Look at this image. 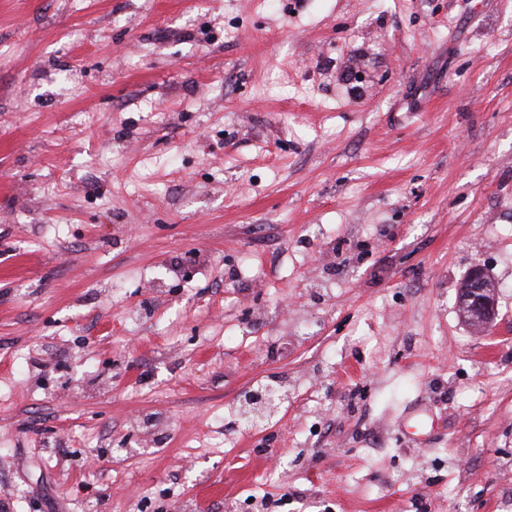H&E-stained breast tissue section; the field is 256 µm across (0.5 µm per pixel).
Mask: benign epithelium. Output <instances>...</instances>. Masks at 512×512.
<instances>
[{"mask_svg": "<svg viewBox=\"0 0 512 512\" xmlns=\"http://www.w3.org/2000/svg\"><path fill=\"white\" fill-rule=\"evenodd\" d=\"M465 283L457 303L459 317L474 330H491L497 315V292L485 266L473 264L466 272ZM241 401L242 422L248 427L272 422L282 409V398L271 384L244 391Z\"/></svg>", "mask_w": 512, "mask_h": 512, "instance_id": "obj_1", "label": "benign epithelium"}]
</instances>
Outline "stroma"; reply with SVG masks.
I'll list each match as a JSON object with an SVG mask.
<instances>
[{"label": "stroma", "instance_id": "35a3bbf8", "mask_svg": "<svg viewBox=\"0 0 512 512\" xmlns=\"http://www.w3.org/2000/svg\"><path fill=\"white\" fill-rule=\"evenodd\" d=\"M0 503L512 512V0H0ZM464 280L466 286L459 293L457 303L459 317L473 330H491L497 315V292L487 269L475 263ZM241 420L247 427L269 424L282 409V398L271 384H260L241 394Z\"/></svg>", "mask_w": 512, "mask_h": 512}]
</instances>
